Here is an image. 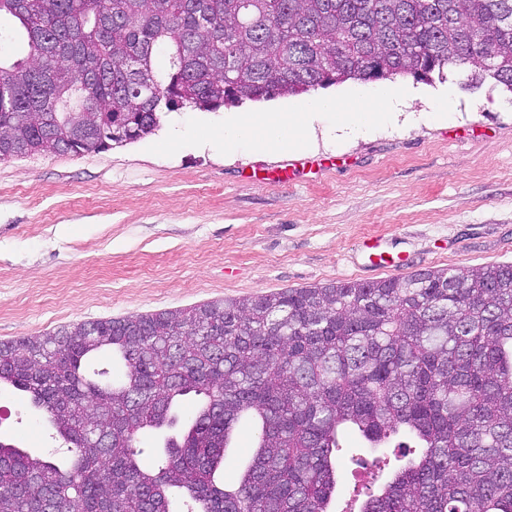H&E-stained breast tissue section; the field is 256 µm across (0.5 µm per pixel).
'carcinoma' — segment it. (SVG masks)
<instances>
[{
	"instance_id": "cac0c4a2",
	"label": "carcinoma",
	"mask_w": 512,
	"mask_h": 512,
	"mask_svg": "<svg viewBox=\"0 0 512 512\" xmlns=\"http://www.w3.org/2000/svg\"><path fill=\"white\" fill-rule=\"evenodd\" d=\"M24 56L0 54V161L96 153L162 114L463 68L512 92V0H0ZM168 67L155 68L158 54ZM108 347L127 368L81 372ZM31 395L70 445L63 468L0 442V512H328L339 434L419 451L363 512H512V264L426 269L84 322L0 344V385ZM149 467L139 435L176 426ZM254 451L215 474L239 423ZM201 396L193 394L180 400L173 409L177 416V425L172 429H166L163 432L148 431L142 434L136 443V448L142 451L140 458L150 465H154L163 455V439L166 436H180L188 429L192 419L195 416L197 403Z\"/></svg>"
}]
</instances>
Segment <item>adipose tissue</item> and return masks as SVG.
Wrapping results in <instances>:
<instances>
[{
    "instance_id": "obj_1",
    "label": "adipose tissue",
    "mask_w": 512,
    "mask_h": 512,
    "mask_svg": "<svg viewBox=\"0 0 512 512\" xmlns=\"http://www.w3.org/2000/svg\"><path fill=\"white\" fill-rule=\"evenodd\" d=\"M403 103V93L394 86L383 91L376 101H355L348 111L337 113L336 124L341 130L357 132L388 118L390 111L398 109ZM317 116V110L312 108L286 117L277 114L241 117L226 126L221 135H202L198 143L203 147L218 143L230 150L242 144L260 142L276 151H298L305 147L307 129Z\"/></svg>"
}]
</instances>
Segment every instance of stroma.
<instances>
[{"mask_svg": "<svg viewBox=\"0 0 512 512\" xmlns=\"http://www.w3.org/2000/svg\"><path fill=\"white\" fill-rule=\"evenodd\" d=\"M413 111L445 121H380L335 140L334 118L315 123L286 186L271 183L290 155L203 149L199 134L242 112H297L317 100L372 98L385 82H347L310 94L216 112L165 113L155 134L100 153L0 162V343L133 314L347 280L382 279L365 242L380 238L399 276L512 263V92L403 77ZM181 120L187 134L169 141ZM198 396L174 408L170 433L137 443L155 464L165 436L195 416ZM0 440L67 464L71 456L27 393L0 388ZM251 425L236 431L217 479L233 485L251 457ZM336 456L331 512H360L364 490L398 469L372 467L374 451L346 430Z\"/></svg>", "mask_w": 512, "mask_h": 512, "instance_id": "obj_1", "label": "stroma"}]
</instances>
